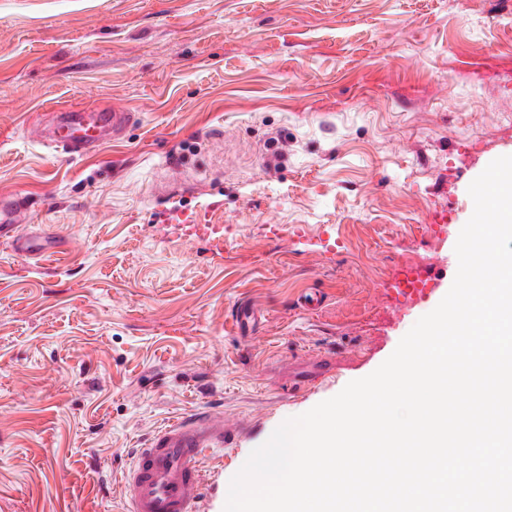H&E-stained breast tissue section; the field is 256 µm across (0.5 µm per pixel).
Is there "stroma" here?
<instances>
[{
  "mask_svg": "<svg viewBox=\"0 0 512 512\" xmlns=\"http://www.w3.org/2000/svg\"><path fill=\"white\" fill-rule=\"evenodd\" d=\"M72 107L133 118L71 157L44 141ZM504 112L512 0H0V190L71 242L0 244V512H126L133 449L210 408L245 428L201 462L194 512H224L253 449L447 294L451 266L399 311L386 277L456 243Z\"/></svg>",
  "mask_w": 512,
  "mask_h": 512,
  "instance_id": "1",
  "label": "stroma"
}]
</instances>
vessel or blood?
<instances>
[{
	"label": "vessel or blood",
	"instance_id": "obj_1",
	"mask_svg": "<svg viewBox=\"0 0 512 512\" xmlns=\"http://www.w3.org/2000/svg\"><path fill=\"white\" fill-rule=\"evenodd\" d=\"M130 119L127 112L70 108L62 112L52 141L68 154L80 156L100 146ZM28 208L27 198L19 193H0V242L27 258L66 253L68 239L24 231L21 219ZM234 439L224 428L223 413L215 410L188 413L153 435L146 447L134 451L124 472L129 512H192L203 482L200 460Z\"/></svg>",
	"mask_w": 512,
	"mask_h": 512
}]
</instances>
